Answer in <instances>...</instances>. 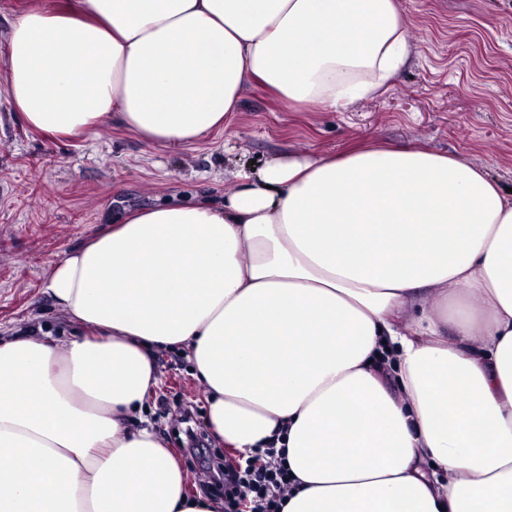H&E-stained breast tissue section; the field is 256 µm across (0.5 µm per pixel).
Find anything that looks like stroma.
<instances>
[{
    "label": "stroma",
    "instance_id": "35a3bbf8",
    "mask_svg": "<svg viewBox=\"0 0 512 512\" xmlns=\"http://www.w3.org/2000/svg\"><path fill=\"white\" fill-rule=\"evenodd\" d=\"M414 52L380 97L349 110H283L244 89L224 130L177 151L109 125L80 138L26 127L0 82V331L68 330L42 292L50 266L126 212L172 200L223 204L237 170L285 155H331L364 142L423 146L461 156L512 188V0H399ZM160 385L148 401L155 431L183 461L187 491L215 500L184 450L181 409L206 427L208 391L189 363L156 354Z\"/></svg>",
    "mask_w": 512,
    "mask_h": 512
}]
</instances>
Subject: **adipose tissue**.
Instances as JSON below:
<instances>
[{
	"instance_id": "obj_1",
	"label": "adipose tissue",
	"mask_w": 512,
	"mask_h": 512,
	"mask_svg": "<svg viewBox=\"0 0 512 512\" xmlns=\"http://www.w3.org/2000/svg\"><path fill=\"white\" fill-rule=\"evenodd\" d=\"M398 0H57L0 44L8 104L72 137L177 149L250 84L284 108L378 95ZM224 205L166 202L49 270L82 333L0 336V512H222L149 422L184 353L226 447L284 449L281 512H512V198L425 148L275 157Z\"/></svg>"
}]
</instances>
